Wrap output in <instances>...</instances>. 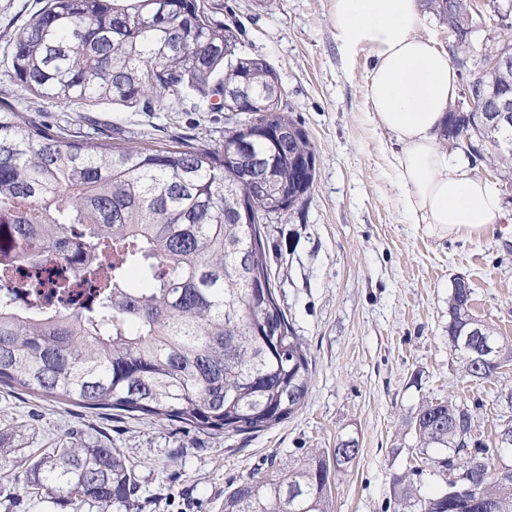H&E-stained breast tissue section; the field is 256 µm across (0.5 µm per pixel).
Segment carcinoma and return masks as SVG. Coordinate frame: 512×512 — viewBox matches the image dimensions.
<instances>
[{
    "label": "carcinoma",
    "instance_id": "carcinoma-1",
    "mask_svg": "<svg viewBox=\"0 0 512 512\" xmlns=\"http://www.w3.org/2000/svg\"><path fill=\"white\" fill-rule=\"evenodd\" d=\"M47 0L12 39L16 79L32 94L87 107L111 105L155 112L172 94L200 102L224 88L247 85L252 120L280 132V147L251 140L239 164L224 147L131 146L72 139L23 117L0 100V251L33 263L63 245L74 278L94 288L76 305L14 302L10 269L0 270V386L61 397L94 410L175 422L214 434L273 428L303 405L310 384L306 346L270 279L258 224L236 218L247 169L267 160L264 176L288 178L286 157L317 161L308 133L288 115L276 71L239 53L245 27L215 19L210 0ZM488 89H512V64L489 74ZM470 135L495 166L512 169V126L492 128L475 112H449L441 138L454 147ZM316 173L289 189L295 210L308 199ZM471 288L448 297V345L475 382L499 367L459 341L473 320ZM459 404L430 402L411 429L426 466L448 471L445 448L471 474L458 493L418 494L407 476L393 478L394 499L410 512H483L488 501L512 512V478L483 458L470 470L462 451ZM358 455L357 441L333 454L311 453L229 488L224 512H332L331 486ZM0 470L57 499L111 512L136 501L138 484L123 453L106 444L54 448L29 461L0 448Z\"/></svg>",
    "mask_w": 512,
    "mask_h": 512
}]
</instances>
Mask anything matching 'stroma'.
<instances>
[{
    "label": "stroma",
    "instance_id": "stroma-1",
    "mask_svg": "<svg viewBox=\"0 0 512 512\" xmlns=\"http://www.w3.org/2000/svg\"><path fill=\"white\" fill-rule=\"evenodd\" d=\"M47 0H0V97L23 116L82 137L106 130L120 143L150 146L183 136L195 145L224 141L220 112H201L184 95L164 109H92L33 96L16 80L11 38ZM223 20L246 29L240 51L275 69L293 120L317 157L314 188L301 209L263 225L271 280L304 340L311 385L300 411L264 432L209 434L169 423L84 409L0 387V446L37 456L74 443L120 449L134 469L133 512H224V493L268 459L329 451L357 439L359 454L332 490L333 512H401L394 476L417 458L409 422L422 405L464 403L473 440L488 443L512 420V362L473 382L448 347V296L454 278L472 289L478 323L512 340V178L471 163L494 184L503 209L473 237L439 238L406 223L391 176L390 135L370 120L368 50L342 55L332 0H222ZM0 512H95L50 498L0 473Z\"/></svg>",
    "mask_w": 512,
    "mask_h": 512
}]
</instances>
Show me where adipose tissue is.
Listing matches in <instances>:
<instances>
[{
	"mask_svg": "<svg viewBox=\"0 0 512 512\" xmlns=\"http://www.w3.org/2000/svg\"><path fill=\"white\" fill-rule=\"evenodd\" d=\"M332 17L344 54L372 52L366 86L372 121L399 146L390 166L408 222L438 237L481 234L501 214L500 193L473 176L460 154L438 146L459 83L447 52L422 33L418 0H333Z\"/></svg>",
	"mask_w": 512,
	"mask_h": 512,
	"instance_id": "1",
	"label": "adipose tissue"
}]
</instances>
